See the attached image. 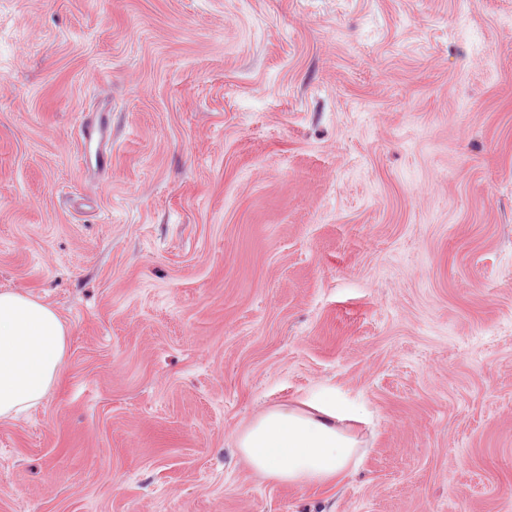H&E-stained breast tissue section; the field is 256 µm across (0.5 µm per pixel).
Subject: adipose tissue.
Returning <instances> with one entry per match:
<instances>
[{
    "label": "adipose tissue",
    "instance_id": "adipose-tissue-1",
    "mask_svg": "<svg viewBox=\"0 0 512 512\" xmlns=\"http://www.w3.org/2000/svg\"><path fill=\"white\" fill-rule=\"evenodd\" d=\"M67 331L48 305L0 292V420L36 406L57 382ZM366 416L320 395L298 407H274L239 434L237 449L252 471L279 485L329 487L360 460L358 425Z\"/></svg>",
    "mask_w": 512,
    "mask_h": 512
}]
</instances>
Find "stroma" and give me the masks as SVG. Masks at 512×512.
<instances>
[{
    "mask_svg": "<svg viewBox=\"0 0 512 512\" xmlns=\"http://www.w3.org/2000/svg\"><path fill=\"white\" fill-rule=\"evenodd\" d=\"M2 291L68 344L0 512H512V0H0ZM322 393L357 471L256 476ZM358 409L320 395L299 407H274L238 435L237 449L252 471L279 485L329 487L348 478L360 461Z\"/></svg>",
    "mask_w": 512,
    "mask_h": 512,
    "instance_id": "35a3bbf8",
    "label": "stroma"
}]
</instances>
